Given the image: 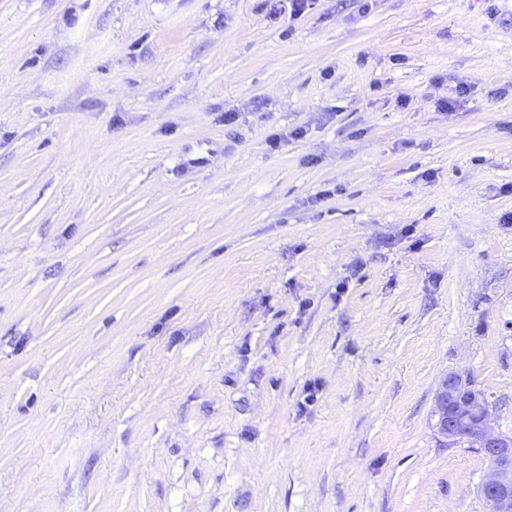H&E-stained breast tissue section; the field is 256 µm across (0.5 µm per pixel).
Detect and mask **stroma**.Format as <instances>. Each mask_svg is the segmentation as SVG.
<instances>
[{"label": "stroma", "mask_w": 512, "mask_h": 512, "mask_svg": "<svg viewBox=\"0 0 512 512\" xmlns=\"http://www.w3.org/2000/svg\"><path fill=\"white\" fill-rule=\"evenodd\" d=\"M512 436L503 0H0V512H489ZM434 416L438 433L450 443L465 439L487 459L481 489L490 493L491 512H512V437L501 434L471 379L450 372L440 382Z\"/></svg>", "instance_id": "obj_1"}]
</instances>
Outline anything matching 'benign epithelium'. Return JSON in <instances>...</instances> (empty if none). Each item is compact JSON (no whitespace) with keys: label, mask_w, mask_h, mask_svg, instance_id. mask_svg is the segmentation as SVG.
<instances>
[{"label":"benign epithelium","mask_w":512,"mask_h":512,"mask_svg":"<svg viewBox=\"0 0 512 512\" xmlns=\"http://www.w3.org/2000/svg\"><path fill=\"white\" fill-rule=\"evenodd\" d=\"M434 416L438 433L448 442L463 439L487 459L489 473L481 489L491 494L490 512H512V437L496 429L485 400L468 376L450 372L443 377Z\"/></svg>","instance_id":"7a95c632"}]
</instances>
